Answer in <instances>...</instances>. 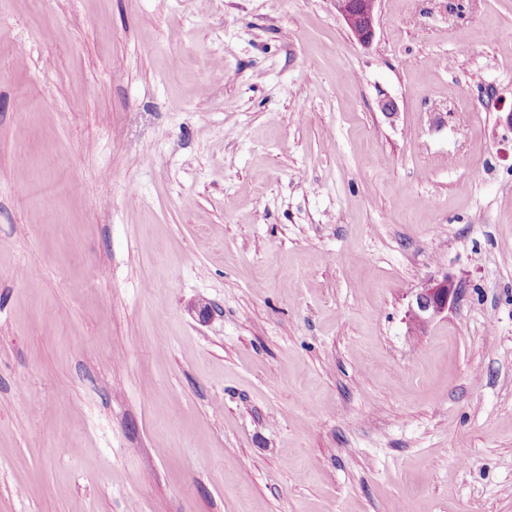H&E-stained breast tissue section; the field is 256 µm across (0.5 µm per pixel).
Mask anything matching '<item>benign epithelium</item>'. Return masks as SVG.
Masks as SVG:
<instances>
[{"label":"benign epithelium","mask_w":512,"mask_h":512,"mask_svg":"<svg viewBox=\"0 0 512 512\" xmlns=\"http://www.w3.org/2000/svg\"><path fill=\"white\" fill-rule=\"evenodd\" d=\"M378 2L380 0H334L336 10L351 35L362 45H370L375 38ZM461 297L462 283L451 275L444 273L423 280L412 291L408 328L415 332L423 331L457 305Z\"/></svg>","instance_id":"1"}]
</instances>
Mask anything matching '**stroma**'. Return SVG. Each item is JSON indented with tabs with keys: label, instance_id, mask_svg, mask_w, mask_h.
I'll return each mask as SVG.
<instances>
[{
	"label": "stroma",
	"instance_id": "obj_1",
	"mask_svg": "<svg viewBox=\"0 0 512 512\" xmlns=\"http://www.w3.org/2000/svg\"><path fill=\"white\" fill-rule=\"evenodd\" d=\"M510 113L512 0H0V512H512ZM333 1L351 35L360 44L370 45L375 38L376 11L380 0ZM462 283L444 273L423 280L412 291L407 324L411 331L421 332L430 323L448 314L462 297Z\"/></svg>",
	"mask_w": 512,
	"mask_h": 512
}]
</instances>
